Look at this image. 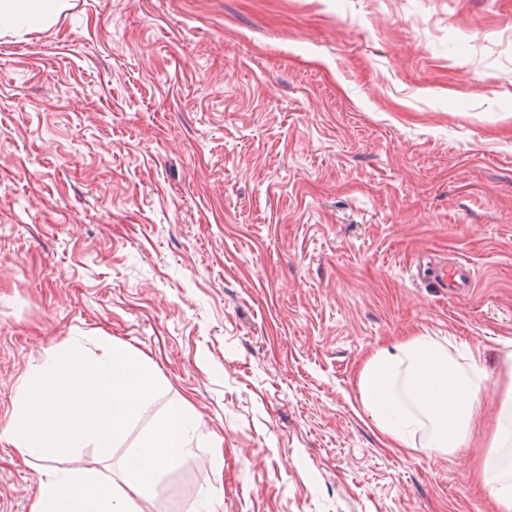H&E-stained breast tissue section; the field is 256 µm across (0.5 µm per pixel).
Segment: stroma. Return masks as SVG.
Returning <instances> with one entry per match:
<instances>
[{"label":"stroma","mask_w":512,"mask_h":512,"mask_svg":"<svg viewBox=\"0 0 512 512\" xmlns=\"http://www.w3.org/2000/svg\"><path fill=\"white\" fill-rule=\"evenodd\" d=\"M74 336L160 372L126 444L170 403L199 414L145 512H496L512 0H69L0 26V431ZM414 336L481 370L464 447L432 450L423 416L389 447L360 405L364 362ZM123 453L53 466L115 476ZM44 468L0 443V512H32ZM439 284L456 291L470 288V269L464 264L443 268L438 274Z\"/></svg>","instance_id":"35a3bbf8"}]
</instances>
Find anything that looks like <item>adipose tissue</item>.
<instances>
[{
  "mask_svg": "<svg viewBox=\"0 0 512 512\" xmlns=\"http://www.w3.org/2000/svg\"><path fill=\"white\" fill-rule=\"evenodd\" d=\"M67 0H0V23H52ZM360 401L391 447H410L414 403L431 421L433 447L459 448L480 415L478 388L448 362L441 344L415 336L378 348L358 376ZM199 415L192 404L171 403L123 454L119 477L89 467L75 473L46 469L33 512H143L162 476L186 450Z\"/></svg>",
  "mask_w": 512,
  "mask_h": 512,
  "instance_id": "1",
  "label": "adipose tissue"
}]
</instances>
